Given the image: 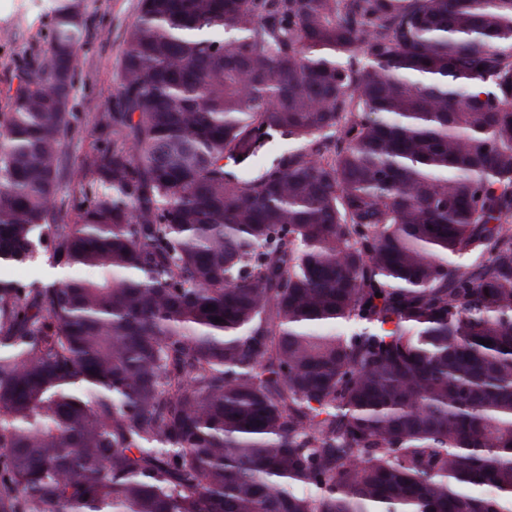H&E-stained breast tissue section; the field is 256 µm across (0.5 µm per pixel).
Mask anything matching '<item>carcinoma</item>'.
<instances>
[{"mask_svg":"<svg viewBox=\"0 0 512 512\" xmlns=\"http://www.w3.org/2000/svg\"><path fill=\"white\" fill-rule=\"evenodd\" d=\"M85 29L0 113L70 272L0 277V512H512V0H140L66 224Z\"/></svg>","mask_w":512,"mask_h":512,"instance_id":"obj_1","label":"carcinoma"}]
</instances>
